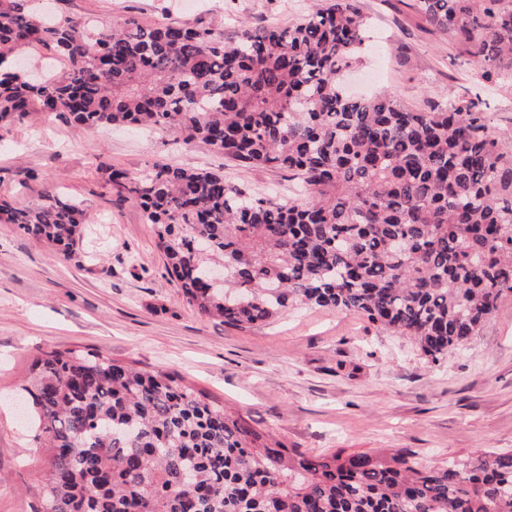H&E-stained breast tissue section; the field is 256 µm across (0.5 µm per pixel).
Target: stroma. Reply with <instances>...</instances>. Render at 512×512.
Instances as JSON below:
<instances>
[{"label": "stroma", "instance_id": "1", "mask_svg": "<svg viewBox=\"0 0 512 512\" xmlns=\"http://www.w3.org/2000/svg\"><path fill=\"white\" fill-rule=\"evenodd\" d=\"M310 0H60L78 17L132 16L211 27L232 40L241 24H285ZM373 51L352 78L356 94L388 92L426 111L450 92H480L493 132L512 139V81L484 87L447 37L404 0H360ZM107 159L129 175L155 161L222 170L256 192L297 196L286 173L245 169L208 146L136 128L86 129L38 114L0 128V199L39 203L60 188L91 211L79 261L0 223V512H35L32 431L8 402L41 349L84 347L180 373L290 447L315 455L400 448L442 463L478 448L512 451V296L466 350L431 361L366 317L294 306L282 320L233 327L190 307L167 275L153 229L108 183Z\"/></svg>", "mask_w": 512, "mask_h": 512}]
</instances>
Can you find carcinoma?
I'll return each mask as SVG.
<instances>
[{
  "label": "carcinoma",
  "mask_w": 512,
  "mask_h": 512,
  "mask_svg": "<svg viewBox=\"0 0 512 512\" xmlns=\"http://www.w3.org/2000/svg\"><path fill=\"white\" fill-rule=\"evenodd\" d=\"M487 84L512 80V0H414ZM368 26L358 0H317L286 25L213 28L130 18L119 28L0 0V123L31 112L97 129L167 130L242 168L288 172L302 196L223 173L105 162L153 228L165 270L200 314L246 327L292 301L360 314L433 361L464 348L512 296V141L480 95L417 112L350 97ZM65 62L37 79L12 60ZM90 214L56 190L0 221L61 260ZM37 512H512V452L430 464L404 450L311 455L174 372L89 349L42 350L23 388ZM24 61L32 69L39 70L47 65L53 67L57 74H61L64 71L62 60L49 50L29 51L25 54Z\"/></svg>",
  "instance_id": "carcinoma-1"
}]
</instances>
